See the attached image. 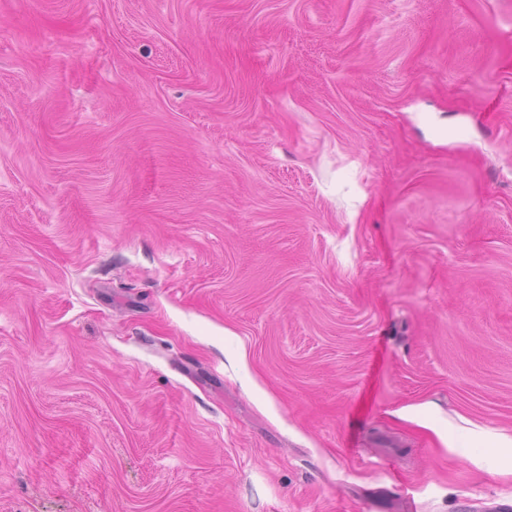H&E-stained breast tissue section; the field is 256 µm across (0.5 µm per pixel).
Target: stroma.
<instances>
[{"label":"stroma","mask_w":512,"mask_h":512,"mask_svg":"<svg viewBox=\"0 0 512 512\" xmlns=\"http://www.w3.org/2000/svg\"><path fill=\"white\" fill-rule=\"evenodd\" d=\"M503 436L512 0H0V512H512Z\"/></svg>","instance_id":"obj_1"}]
</instances>
